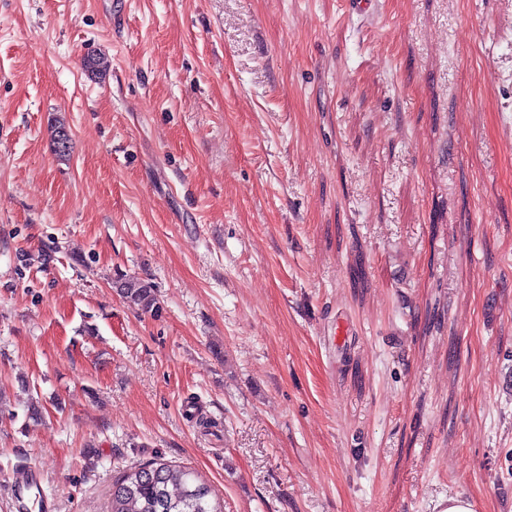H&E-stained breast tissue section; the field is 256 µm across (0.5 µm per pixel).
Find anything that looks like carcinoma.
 I'll return each mask as SVG.
<instances>
[{"mask_svg":"<svg viewBox=\"0 0 512 512\" xmlns=\"http://www.w3.org/2000/svg\"><path fill=\"white\" fill-rule=\"evenodd\" d=\"M117 291L131 307L157 308L156 289L145 280L120 275ZM111 512H223L211 487L191 470L161 457L120 473L112 482Z\"/></svg>","mask_w":512,"mask_h":512,"instance_id":"1","label":"carcinoma"}]
</instances>
